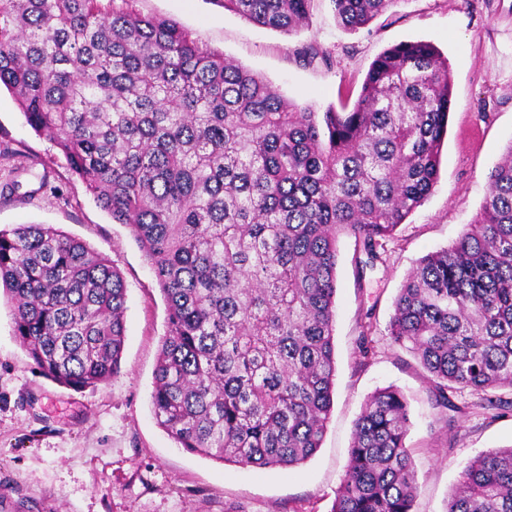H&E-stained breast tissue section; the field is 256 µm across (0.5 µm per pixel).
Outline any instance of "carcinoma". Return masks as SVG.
<instances>
[{
	"instance_id": "carcinoma-1",
	"label": "carcinoma",
	"mask_w": 512,
	"mask_h": 512,
	"mask_svg": "<svg viewBox=\"0 0 512 512\" xmlns=\"http://www.w3.org/2000/svg\"><path fill=\"white\" fill-rule=\"evenodd\" d=\"M131 0H3L0 87L49 135L112 222L126 224L167 308L152 411L178 447L259 469L321 448L336 380L337 235L378 260L439 174L448 59L400 43L347 112L285 100ZM291 33L313 0H212ZM355 31L395 0H331ZM448 247L402 284L392 343L428 374L435 403L468 390L512 410V144ZM13 335L44 377L75 391L121 371L124 278L47 224L0 229ZM408 403L374 391L354 424L331 512H413ZM447 512H512V448L478 455Z\"/></svg>"
}]
</instances>
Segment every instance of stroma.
Instances as JSON below:
<instances>
[{
	"mask_svg": "<svg viewBox=\"0 0 512 512\" xmlns=\"http://www.w3.org/2000/svg\"><path fill=\"white\" fill-rule=\"evenodd\" d=\"M144 16L177 21L204 49L271 83L286 99L328 108L352 105L386 49L423 40L448 60L452 106L440 175L431 195L357 278L354 238L338 236L336 381L321 448L305 463L263 470L177 447L159 426L150 396L167 332L166 304L129 227L113 223L54 141L35 132L0 90V228L50 224L120 269L127 288L122 371L75 391L43 377L12 332L0 293V512H330L349 463L365 399L393 387L409 404L418 485L416 512H446L463 468L483 452L512 446V412L453 395L434 404L427 375L393 346V301L417 261L452 244L487 195V173L512 143V0H395L360 30L346 31L329 0H313L309 24L293 34L257 26L212 0H132ZM310 46L324 59L307 61ZM372 350L357 347L364 314Z\"/></svg>",
	"mask_w": 512,
	"mask_h": 512,
	"instance_id": "1",
	"label": "stroma"
}]
</instances>
